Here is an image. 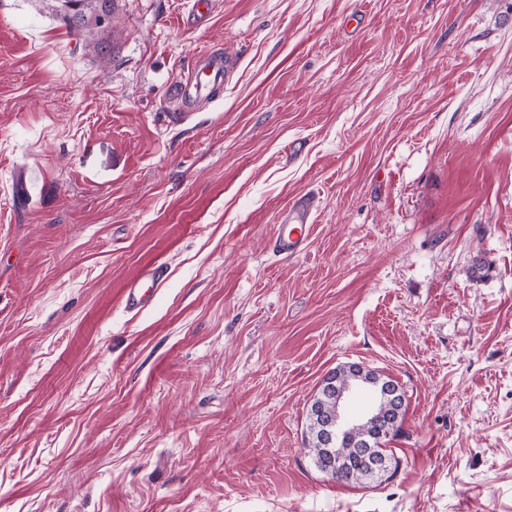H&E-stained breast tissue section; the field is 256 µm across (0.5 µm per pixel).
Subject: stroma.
Segmentation results:
<instances>
[{"mask_svg":"<svg viewBox=\"0 0 512 512\" xmlns=\"http://www.w3.org/2000/svg\"><path fill=\"white\" fill-rule=\"evenodd\" d=\"M191 10L116 0L97 54L0 0V512H512V0ZM351 363L406 392L382 483L305 451ZM230 68V65L221 58H208L203 65L188 73L186 79L177 86L175 93L182 100L190 98L192 91L198 94L208 90L210 94L224 84V78L230 72ZM314 207V195L306 194L294 198L282 210L278 230L271 242L272 249L276 253L294 256L306 251ZM166 280L167 270L163 266L154 265L145 268L125 288V309L131 313L140 312L146 306L149 298L165 284Z\"/></svg>","mask_w":512,"mask_h":512,"instance_id":"stroma-1","label":"stroma"}]
</instances>
